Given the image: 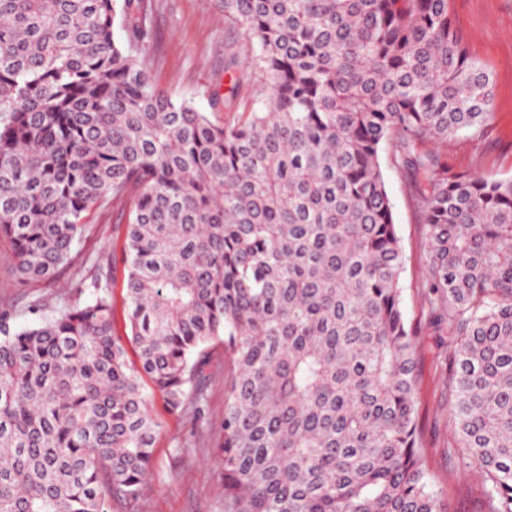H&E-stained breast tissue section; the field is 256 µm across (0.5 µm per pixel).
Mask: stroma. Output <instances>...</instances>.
<instances>
[{
  "label": "stroma",
  "mask_w": 512,
  "mask_h": 512,
  "mask_svg": "<svg viewBox=\"0 0 512 512\" xmlns=\"http://www.w3.org/2000/svg\"><path fill=\"white\" fill-rule=\"evenodd\" d=\"M152 33L144 53L154 82L177 100L191 102L213 121L228 114L213 106V96H237L247 103L267 93L262 75L248 66L255 44L225 24L219 0H145ZM450 14L469 54L493 76L494 107L481 131H464L439 147L449 169L512 177V0H450ZM394 221L404 255L402 308L418 336L416 395L434 485L443 512H480L484 486L475 468L465 465L451 414L454 395L448 386L447 332L429 321L426 276L430 249L422 202L408 181L386 170ZM122 208L109 205L94 211L83 237L72 247L74 263H85L88 275L97 265L120 257L123 237L115 230ZM12 244L0 237V311L11 314L21 328L36 316L28 306L43 299L55 307L66 294L70 269L53 282L20 284L12 271ZM207 402L202 420L170 414L159 395L149 397L159 423L153 468L137 504L118 503L114 512H223L224 481L220 446L224 441V345L210 342Z\"/></svg>",
  "instance_id": "35a3bbf8"
}]
</instances>
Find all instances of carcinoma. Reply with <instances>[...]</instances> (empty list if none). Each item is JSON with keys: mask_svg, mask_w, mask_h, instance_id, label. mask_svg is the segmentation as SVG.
Returning <instances> with one entry per match:
<instances>
[{"mask_svg": "<svg viewBox=\"0 0 512 512\" xmlns=\"http://www.w3.org/2000/svg\"><path fill=\"white\" fill-rule=\"evenodd\" d=\"M221 5L268 86L222 124L131 55L144 0H0V236L20 282L52 281L89 215L128 202L126 339L110 281L80 266L69 288L90 300L49 317L36 300L19 329L0 312V512L138 501L145 387L201 414L219 338L224 512H440L385 148L423 202L459 445L485 512H512V178L426 149L493 107L449 0Z\"/></svg>", "mask_w": 512, "mask_h": 512, "instance_id": "obj_1", "label": "carcinoma"}]
</instances>
